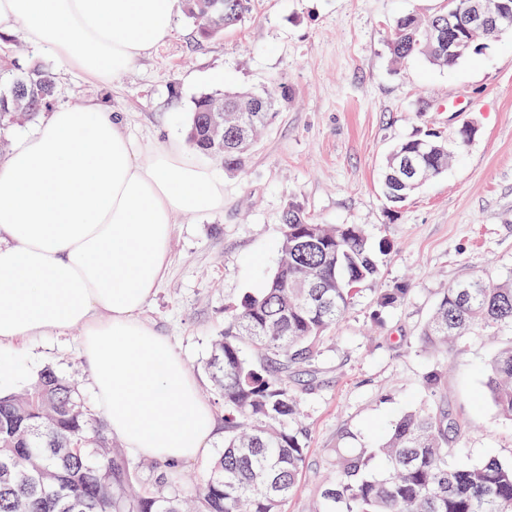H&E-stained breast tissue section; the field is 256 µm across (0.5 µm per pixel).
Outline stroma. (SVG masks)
I'll return each mask as SVG.
<instances>
[{"label": "stroma", "mask_w": 512, "mask_h": 512, "mask_svg": "<svg viewBox=\"0 0 512 512\" xmlns=\"http://www.w3.org/2000/svg\"><path fill=\"white\" fill-rule=\"evenodd\" d=\"M442 0H252L240 25L193 42L178 16L172 37L104 83L55 63L61 106L90 102L125 116L139 148L185 138L195 98L250 90L286 93L243 172L212 163L224 180V207L175 214L168 263L144 320L165 336L197 380L216 424L224 407L205 369L226 311L262 287L274 271L288 204L315 224H359L371 243L389 242L376 280L361 285L321 354L304 367L298 388L306 466L284 512H312L333 449L371 446L392 421L420 403L444 406L464 431L452 466L494 455L512 459V421L485 388L486 367L512 340L504 332L465 338L447 354L428 348L422 328L442 293L472 277H512V34L451 69L423 58L395 63L392 24L405 13L428 15ZM476 132L441 175L399 206L381 189L386 154L434 129L453 139L464 122ZM405 286L400 304L377 303ZM25 385L45 366L75 376L89 408L93 378L81 330L42 336L16 356ZM436 390L424 385L436 366Z\"/></svg>", "instance_id": "35a3bbf8"}]
</instances>
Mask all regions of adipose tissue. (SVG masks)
Here are the masks:
<instances>
[{
  "instance_id": "ef3b65f1",
  "label": "adipose tissue",
  "mask_w": 512,
  "mask_h": 512,
  "mask_svg": "<svg viewBox=\"0 0 512 512\" xmlns=\"http://www.w3.org/2000/svg\"><path fill=\"white\" fill-rule=\"evenodd\" d=\"M183 0H0V32L100 81L166 39ZM224 181L189 147L138 153L98 105L50 112L0 161V393L27 339L81 327L109 430L143 457L208 460L213 414L170 344L140 319L177 212L223 207Z\"/></svg>"
}]
</instances>
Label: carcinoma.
<instances>
[{
    "instance_id": "cac0c4a2",
    "label": "carcinoma",
    "mask_w": 512,
    "mask_h": 512,
    "mask_svg": "<svg viewBox=\"0 0 512 512\" xmlns=\"http://www.w3.org/2000/svg\"><path fill=\"white\" fill-rule=\"evenodd\" d=\"M250 0H184L185 15L201 39L241 23ZM448 13H408L391 27L387 48L402 61L422 56L452 68L486 48L489 29L458 31L469 43L462 55L429 38ZM57 76L39 60L21 64L0 55V146L10 129L53 106ZM276 100L251 91L204 94L193 102L188 146L237 171L245 166L261 130L276 117ZM224 135L212 134L214 123ZM248 134L234 139L233 128ZM435 133L396 144L384 163L382 189L402 203L448 167L463 150ZM407 162L413 178L395 182ZM280 262L263 288L224 315V332L206 363L224 405V448L206 476L191 482L176 465L155 462L138 492L137 468L112 447L105 419L91 413L78 383L46 367L17 394L0 397V512H283L306 462V448L288 421L297 413L292 379L315 360L319 345L336 330L359 285L377 277L379 256L357 224H313L290 205L283 214ZM478 330L512 332V279L463 280L447 289L424 329L433 347L455 343ZM485 387L498 412L512 420V344L487 366ZM459 425L440 406L415 407L386 438L345 455L335 451L331 474L313 512H512V462L489 457L448 466Z\"/></svg>"
}]
</instances>
